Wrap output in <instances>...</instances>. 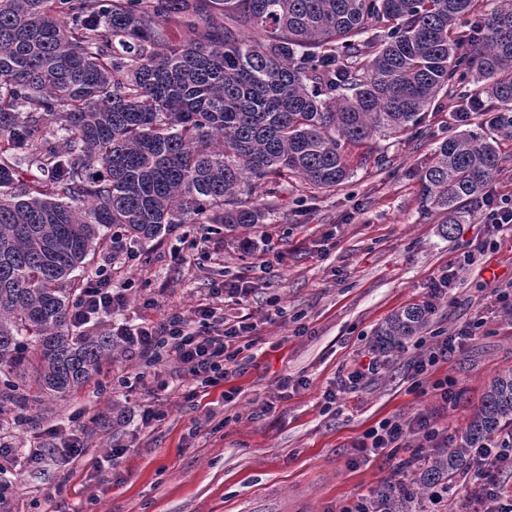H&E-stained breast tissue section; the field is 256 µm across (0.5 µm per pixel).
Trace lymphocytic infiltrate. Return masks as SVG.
Returning a JSON list of instances; mask_svg holds the SVG:
<instances>
[{"instance_id": "1", "label": "lymphocytic infiltrate", "mask_w": 512, "mask_h": 512, "mask_svg": "<svg viewBox=\"0 0 512 512\" xmlns=\"http://www.w3.org/2000/svg\"><path fill=\"white\" fill-rule=\"evenodd\" d=\"M126 303L125 288L112 277L111 269L101 266L87 275L79 301L72 314V324L81 328L90 322L108 318ZM256 323L245 317L227 318L223 307L201 304L194 318L179 312L158 320H145L134 329L118 327L114 337L127 352L149 362L169 357L192 376L198 387L208 388L234 376L243 348L256 344ZM416 436L430 448H444L448 436L426 416H415L402 423L392 419L379 421L368 429L360 450L373 453L402 447L408 436ZM512 468V431L493 439L479 452L475 476L477 491L467 495L468 512H512V494L504 491L497 475Z\"/></svg>"}]
</instances>
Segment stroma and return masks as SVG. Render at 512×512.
<instances>
[{
  "instance_id": "35a3bbf8",
  "label": "stroma",
  "mask_w": 512,
  "mask_h": 512,
  "mask_svg": "<svg viewBox=\"0 0 512 512\" xmlns=\"http://www.w3.org/2000/svg\"><path fill=\"white\" fill-rule=\"evenodd\" d=\"M448 121V112H432L423 136L379 135L351 147L350 175L336 190H280L266 223L215 225L206 251L192 246V224L151 242H128L138 259L124 265L127 303L83 327L84 335L171 311L192 313L212 302L214 288L240 277L251 283L250 312L274 299L282 314L262 324L239 372L204 397L190 398L195 382L175 362L149 366L127 356L80 390L34 408V423L0 408L1 435L20 450L43 448L38 463L0 465V482L16 487L9 512H343L382 486L418 446L412 438L392 455L360 451L359 440L376 422L420 413L457 435L491 381L512 369V312L490 296L495 285L512 283V226L489 232L476 209L447 235L446 213L422 209L419 175L447 136ZM264 233L282 259L262 267L242 261L239 241ZM467 251L474 264L460 273L427 330L453 336L484 322L432 370L456 379L455 400L412 391L408 364L420 352L408 343L382 358L371 382L326 403L325 392L337 391L348 366L372 356L376 329L398 309L424 302L431 278ZM286 375L294 386L283 392ZM133 376L140 382L126 391L123 382ZM163 380L168 389H159ZM232 387L238 395L224 402ZM266 401L273 410L259 414ZM139 403L164 420L137 428L129 411ZM74 435L85 442L76 459L64 451ZM114 448L126 451L117 463ZM58 484L62 493L47 498Z\"/></svg>"
}]
</instances>
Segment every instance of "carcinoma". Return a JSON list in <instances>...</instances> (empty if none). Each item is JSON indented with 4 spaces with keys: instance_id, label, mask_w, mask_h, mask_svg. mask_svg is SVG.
<instances>
[{
    "instance_id": "1",
    "label": "carcinoma",
    "mask_w": 512,
    "mask_h": 512,
    "mask_svg": "<svg viewBox=\"0 0 512 512\" xmlns=\"http://www.w3.org/2000/svg\"><path fill=\"white\" fill-rule=\"evenodd\" d=\"M448 97L512 139V0H0V400L27 411L112 359V336L71 322L72 273L107 232L261 224L255 187L331 191L348 146L415 133ZM501 160L497 140L453 131L420 174L421 206L465 223ZM430 316L395 312L375 351ZM509 429L512 371L378 507L423 503Z\"/></svg>"
}]
</instances>
